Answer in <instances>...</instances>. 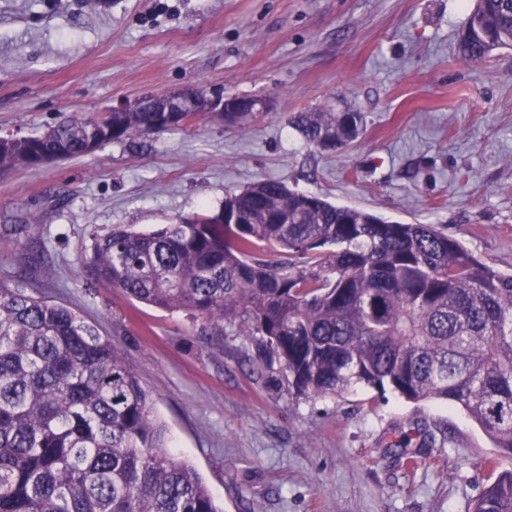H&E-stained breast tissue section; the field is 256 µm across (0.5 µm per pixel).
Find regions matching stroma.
Instances as JSON below:
<instances>
[{"label":"stroma","instance_id":"obj_1","mask_svg":"<svg viewBox=\"0 0 512 512\" xmlns=\"http://www.w3.org/2000/svg\"><path fill=\"white\" fill-rule=\"evenodd\" d=\"M474 0H0V136L35 135L151 94L201 87L269 101L246 129L196 120L135 143L0 175V275L22 249L25 285L123 353L224 512H470L512 460L440 401L358 386L296 397L281 363L255 365L235 328L206 329L104 285L83 260L117 226L148 232L265 179L384 220L433 224L512 273V50L478 64L457 40ZM332 103L363 133L322 153L294 113ZM424 426L437 446L407 465Z\"/></svg>","mask_w":512,"mask_h":512}]
</instances>
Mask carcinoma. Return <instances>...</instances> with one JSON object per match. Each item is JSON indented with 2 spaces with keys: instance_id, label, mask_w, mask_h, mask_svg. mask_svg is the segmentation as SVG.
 <instances>
[{
  "instance_id": "obj_1",
  "label": "carcinoma",
  "mask_w": 512,
  "mask_h": 512,
  "mask_svg": "<svg viewBox=\"0 0 512 512\" xmlns=\"http://www.w3.org/2000/svg\"><path fill=\"white\" fill-rule=\"evenodd\" d=\"M501 49H512V0H478L461 58L481 63ZM179 119L148 104L101 126L72 114L1 140L0 173L134 142ZM292 123L308 145L336 150L359 137L364 115L323 107ZM84 267L137 302L237 327L260 358L284 365L290 392L365 385L443 400L512 459V274L432 224L386 222L266 179L150 233L115 228ZM0 512H222L170 450L112 340L11 275H0ZM471 512H512V469Z\"/></svg>"
}]
</instances>
